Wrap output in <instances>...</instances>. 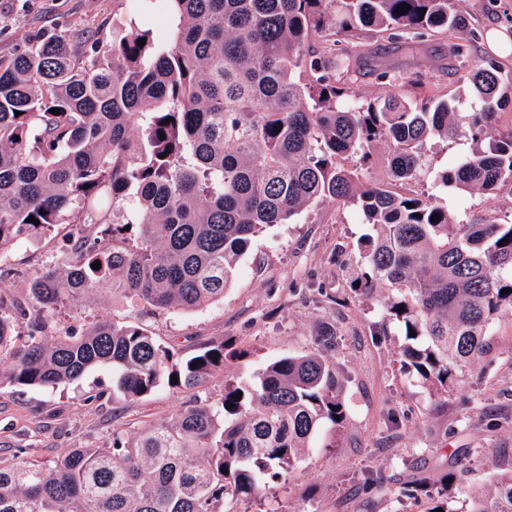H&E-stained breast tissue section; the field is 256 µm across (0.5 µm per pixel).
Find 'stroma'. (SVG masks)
<instances>
[{"label": "stroma", "instance_id": "stroma-1", "mask_svg": "<svg viewBox=\"0 0 512 512\" xmlns=\"http://www.w3.org/2000/svg\"><path fill=\"white\" fill-rule=\"evenodd\" d=\"M131 5V0H0V58H10L37 37L68 38L81 30L111 45L112 28L126 24ZM465 5L462 33L412 40L367 34L339 44L325 36L314 45L359 56L351 84L357 100L435 96L469 115L476 108L466 80L471 68L493 64L503 81L512 82V56L500 57L488 45L493 31L512 43V0H465ZM456 44L466 45L464 58L454 57ZM509 132L512 103L480 140H433L426 158L432 170L441 171ZM448 210L464 222L512 214V183L488 193L449 192ZM69 230L60 225L47 238L20 242L1 254L0 295L22 296L35 270L75 259ZM370 231L357 208L325 202L258 236L223 300L203 308L152 315L106 291L57 308L52 322L63 332L96 321L140 322L184 354L224 341L245 356L228 361L201 388L163 384L134 403L113 401L108 366L52 389L2 384L0 459L13 460L16 449L24 448L29 458L47 464L74 448L107 447L116 428L138 436L194 398L219 404L225 382L251 380L271 361L310 352L318 328L327 323L338 336L332 362L348 408L335 447H327L325 436L315 437L287 483L270 484L257 499L229 502L230 512H425V496L404 495L418 471L439 476L462 461L468 486L477 487L487 483L493 467L512 468V315L493 322L490 351L466 367L463 383L442 398L432 397L400 371L405 339L398 324L383 322L382 295L358 296L351 289L357 245ZM370 469L381 472L382 482L368 490L359 478Z\"/></svg>", "mask_w": 512, "mask_h": 512}]
</instances>
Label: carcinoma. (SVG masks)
Masks as SVG:
<instances>
[{
  "label": "carcinoma",
  "instance_id": "1",
  "mask_svg": "<svg viewBox=\"0 0 512 512\" xmlns=\"http://www.w3.org/2000/svg\"><path fill=\"white\" fill-rule=\"evenodd\" d=\"M403 3L411 9L401 15ZM156 7L170 9L166 41L132 21L107 48L79 31L0 59V254L60 224L70 225L77 254L35 273L25 300L0 295V383L54 388L107 365L116 401L139 400L162 382L200 386L248 352L220 341L186 356L145 325L114 320L62 337L51 313L102 288L152 313L221 300L256 236L331 199L372 226L352 286L367 296L387 290L382 318L404 336L401 372L436 398L448 392L483 353L493 321L512 315V292L501 293L512 289V218L461 224L437 193L512 182V133L438 173L429 199L393 187L428 172L427 142L480 138L512 99V83L503 86L492 66L471 73L484 109L466 127L446 100L362 104L347 86L350 64L319 53L312 37L453 32L464 27L462 0L138 5ZM381 139L391 149L389 181L366 184L360 167ZM350 157L360 166H345ZM129 197L137 209L127 231L117 213ZM315 342L251 382L225 384L220 408L197 400L136 439L114 429L108 447L74 448L51 465L19 449L14 463H0V512H227L230 499L262 496L288 478L315 435L347 418L327 356L336 332L323 326ZM462 483L458 471L420 476L414 492L430 500L426 512H512V468L487 489L462 491L455 507L450 492Z\"/></svg>",
  "mask_w": 512,
  "mask_h": 512
}]
</instances>
